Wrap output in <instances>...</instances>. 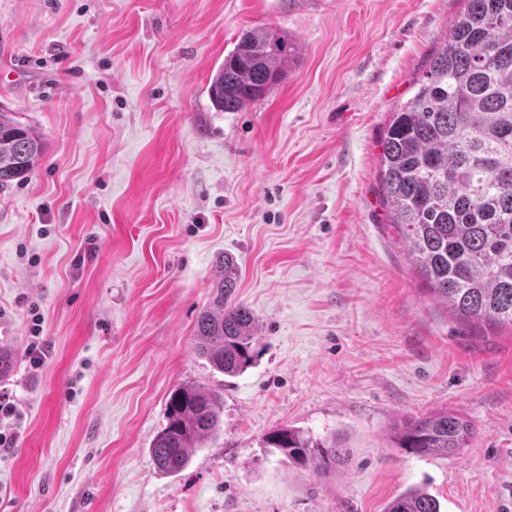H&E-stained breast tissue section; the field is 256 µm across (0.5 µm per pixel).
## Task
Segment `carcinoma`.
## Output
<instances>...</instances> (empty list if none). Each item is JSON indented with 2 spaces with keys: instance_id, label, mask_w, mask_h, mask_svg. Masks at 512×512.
I'll list each match as a JSON object with an SVG mask.
<instances>
[{
  "instance_id": "obj_1",
  "label": "carcinoma",
  "mask_w": 512,
  "mask_h": 512,
  "mask_svg": "<svg viewBox=\"0 0 512 512\" xmlns=\"http://www.w3.org/2000/svg\"><path fill=\"white\" fill-rule=\"evenodd\" d=\"M449 33L391 113L380 156V191L394 240L433 298L468 326L471 337L512 328V0H464ZM296 46L272 29L243 33L210 78L219 112H236L268 95L288 75ZM43 153L34 128L0 106V186L28 178ZM237 266L215 269L214 297L200 312L196 353L226 376L255 359L257 319L235 296ZM223 402L193 384L173 389L166 425L150 454L159 470L182 472L192 452L220 428ZM473 426L448 409L393 425L390 447L414 456H454ZM264 445L297 466L331 468L345 456L334 436L299 429L269 432ZM386 512H441L424 488L393 498Z\"/></svg>"
}]
</instances>
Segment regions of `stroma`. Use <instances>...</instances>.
Wrapping results in <instances>:
<instances>
[{
    "label": "stroma",
    "instance_id": "stroma-1",
    "mask_svg": "<svg viewBox=\"0 0 512 512\" xmlns=\"http://www.w3.org/2000/svg\"><path fill=\"white\" fill-rule=\"evenodd\" d=\"M462 0H0V103L43 141L0 187V375L17 440L0 512H512V330L474 344L390 240L378 162ZM287 33L288 77L219 112L211 74L250 29ZM258 319L231 378L194 349L224 254ZM40 339L42 365L25 351ZM208 388L218 433L180 473L150 455L170 392ZM449 409L454 457L388 445ZM341 436L324 472L264 436ZM385 512H442L439 500L424 488H411L393 498Z\"/></svg>",
    "mask_w": 512,
    "mask_h": 512
}]
</instances>
